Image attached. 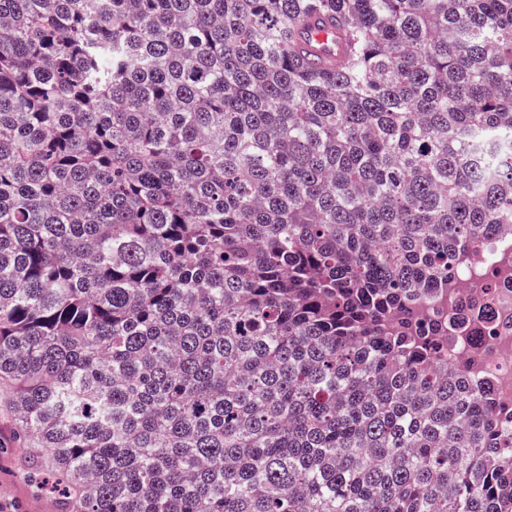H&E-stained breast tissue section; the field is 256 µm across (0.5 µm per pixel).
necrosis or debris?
Returning <instances> with one entry per match:
<instances>
[{"mask_svg": "<svg viewBox=\"0 0 512 512\" xmlns=\"http://www.w3.org/2000/svg\"><path fill=\"white\" fill-rule=\"evenodd\" d=\"M448 293L429 298L426 310L435 323H450L449 366H465L470 379L512 405V232L499 234L455 275ZM489 308L498 332L482 356L458 322L461 314Z\"/></svg>", "mask_w": 512, "mask_h": 512, "instance_id": "obj_1", "label": "necrosis or debris"}]
</instances>
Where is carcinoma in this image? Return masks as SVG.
Instances as JSON below:
<instances>
[{
  "label": "carcinoma",
  "instance_id": "obj_1",
  "mask_svg": "<svg viewBox=\"0 0 512 512\" xmlns=\"http://www.w3.org/2000/svg\"><path fill=\"white\" fill-rule=\"evenodd\" d=\"M508 225L512 0H0V384L56 512H512V408L419 307ZM305 36L313 51L329 65L340 63L349 55L346 42L329 24L312 25Z\"/></svg>",
  "mask_w": 512,
  "mask_h": 512
}]
</instances>
